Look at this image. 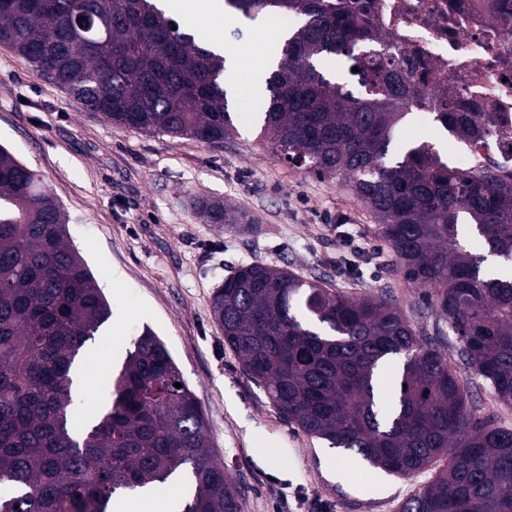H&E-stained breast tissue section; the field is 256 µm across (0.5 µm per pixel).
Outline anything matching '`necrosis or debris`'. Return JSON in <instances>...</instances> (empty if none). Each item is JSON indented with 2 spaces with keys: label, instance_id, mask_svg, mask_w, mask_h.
I'll list each match as a JSON object with an SVG mask.
<instances>
[{
  "label": "necrosis or debris",
  "instance_id": "obj_1",
  "mask_svg": "<svg viewBox=\"0 0 512 512\" xmlns=\"http://www.w3.org/2000/svg\"><path fill=\"white\" fill-rule=\"evenodd\" d=\"M375 36L400 72L434 93L426 121L463 113L475 138L452 155L459 169L492 167L512 183V0H361Z\"/></svg>",
  "mask_w": 512,
  "mask_h": 512
}]
</instances>
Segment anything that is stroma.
<instances>
[{"label": "stroma", "instance_id": "1", "mask_svg": "<svg viewBox=\"0 0 512 512\" xmlns=\"http://www.w3.org/2000/svg\"><path fill=\"white\" fill-rule=\"evenodd\" d=\"M222 34L247 67L262 68L269 35L256 20L237 17ZM242 118L241 134L220 145L116 126L0 45V146L41 174L112 310L89 347L95 365L77 412L98 413L127 351L150 329L200 401L211 452L242 490L244 512H399L427 474L376 475L288 422L211 315L225 278L262 262L357 297L390 294L420 336L448 352L483 417L512 429V407L467 369L447 322L404 280L370 209L341 181L273 155L252 112ZM200 199L223 201L241 223H204Z\"/></svg>", "mask_w": 512, "mask_h": 512}]
</instances>
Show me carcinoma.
<instances>
[{"label":"carcinoma","mask_w":512,"mask_h":512,"mask_svg":"<svg viewBox=\"0 0 512 512\" xmlns=\"http://www.w3.org/2000/svg\"><path fill=\"white\" fill-rule=\"evenodd\" d=\"M231 11L302 17L262 79L260 140L321 178H342L377 216L404 279L448 321L465 365L512 405V185L453 167L427 141L394 152L410 109L429 106L393 69L389 47L346 0H224ZM157 0H0V43L112 124L220 144L238 133L225 58L175 29ZM358 68V94L327 67ZM435 121L467 140L459 112ZM209 224H234L202 199ZM67 216L36 171L0 147V512H106L121 493L186 472L183 512H242V493L210 453V428L161 339L145 330L111 399L77 429L79 358L111 308L73 248ZM479 238L486 254L466 245ZM211 312L247 376L312 438L402 478L433 471L400 512H512V430L476 414L447 352L395 304L318 278L247 263ZM400 361L393 388L380 376ZM181 387H175V384Z\"/></svg>","instance_id":"obj_1"}]
</instances>
